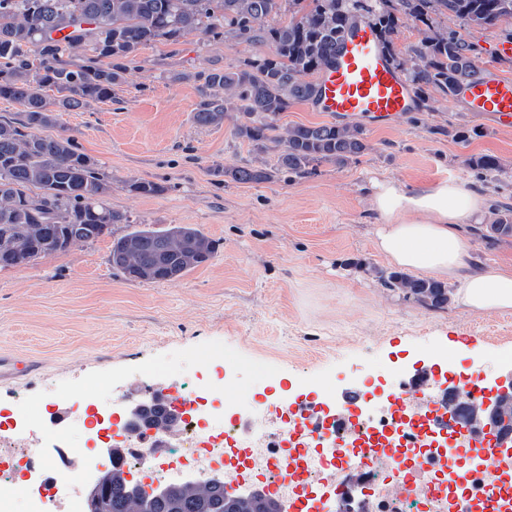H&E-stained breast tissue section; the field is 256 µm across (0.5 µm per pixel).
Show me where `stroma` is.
Masks as SVG:
<instances>
[{
    "instance_id": "1",
    "label": "stroma",
    "mask_w": 512,
    "mask_h": 512,
    "mask_svg": "<svg viewBox=\"0 0 512 512\" xmlns=\"http://www.w3.org/2000/svg\"><path fill=\"white\" fill-rule=\"evenodd\" d=\"M459 31L483 64L512 78V19L468 26L435 15L437 34ZM253 53L232 36L188 35L139 50L112 99L59 122L80 149L112 177L108 202L129 221L112 237L0 270V360L29 364L0 375V406L18 397L54 398L103 384L101 402L140 399L159 382L203 375L223 355L235 395L247 397L261 375L279 400L321 391L335 407L339 391L361 372L411 373L440 364L482 376L489 390L512 374V309L471 311L448 304L424 309L383 288L385 259L372 246L374 216L366 187L397 178L431 187L445 180L476 185L493 205L512 206V126L470 112L460 97L431 92V106L391 124L365 123L369 151L347 165L319 164L293 179L240 183L215 167L274 165L230 126L193 123L201 70H228ZM498 157L497 181L477 179L471 156ZM161 183L156 196L132 192L129 180ZM190 224L216 243L205 266L173 282H130L110 261L113 237L131 227Z\"/></svg>"
}]
</instances>
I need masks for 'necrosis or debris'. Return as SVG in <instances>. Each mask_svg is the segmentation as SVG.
Here are the masks:
<instances>
[{"mask_svg":"<svg viewBox=\"0 0 512 512\" xmlns=\"http://www.w3.org/2000/svg\"><path fill=\"white\" fill-rule=\"evenodd\" d=\"M223 369H216L208 395L190 390L183 408L174 458L187 461L207 456V466L195 475L237 478L241 470L257 469L266 476L275 494L324 512L313 490L332 479L339 492L350 489L353 476H361L355 488V512H512V485L490 484L488 469L472 463L457 449L453 437H439L424 430L430 407L420 402L398 406V391L366 397L353 410L354 425L334 426L321 436L292 441L290 429L303 428L293 413L283 426L260 424L271 402L259 397L247 404L224 398ZM72 416L81 432L76 445L83 463L97 467L102 449L119 447L122 469L139 467L154 472L165 482L177 480L175 469H164L162 456L143 429L122 416L118 405L101 407L77 400ZM255 420L250 433L237 427L242 417ZM44 411L25 400L0 419V512H14L13 492L25 487L23 512H51L55 496L64 497L67 512H83L84 486L75 478L47 492L37 432Z\"/></svg>","mask_w":512,"mask_h":512,"instance_id":"necrosis-or-debris-1","label":"necrosis or debris"}]
</instances>
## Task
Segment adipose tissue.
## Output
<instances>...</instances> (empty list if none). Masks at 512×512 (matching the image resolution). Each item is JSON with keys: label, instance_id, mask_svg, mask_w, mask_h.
Instances as JSON below:
<instances>
[{"label": "adipose tissue", "instance_id": "ef3b65f1", "mask_svg": "<svg viewBox=\"0 0 512 512\" xmlns=\"http://www.w3.org/2000/svg\"><path fill=\"white\" fill-rule=\"evenodd\" d=\"M369 200L373 246L392 267L452 283L455 302L468 309L512 308V272L474 260L460 230L484 220L485 194L455 180L421 188L386 179L371 183Z\"/></svg>", "mask_w": 512, "mask_h": 512}]
</instances>
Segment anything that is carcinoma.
<instances>
[{
    "label": "carcinoma",
    "mask_w": 512,
    "mask_h": 512,
    "mask_svg": "<svg viewBox=\"0 0 512 512\" xmlns=\"http://www.w3.org/2000/svg\"><path fill=\"white\" fill-rule=\"evenodd\" d=\"M296 17L276 22L283 4ZM449 12L466 25L494 27L512 18V0H0V99L19 106V116L0 119V269L13 253L25 264L112 235L128 217L105 202L110 177L78 147L76 137L45 133L59 113L112 100L137 52L156 42L176 44L193 33L235 39L254 53L235 70L194 74L199 100L193 122L232 126L233 135L257 151L277 150L276 165L216 167L240 183L302 177L322 162L346 165L370 149L357 124H279L295 102L315 99L318 85L303 76L333 63L336 46L356 19L366 15L394 57L399 15L429 28L432 16ZM408 78L417 94L433 89L455 96L484 75L476 49L457 31L423 37L411 47ZM57 91L55 99L46 90ZM466 165L486 181L501 172L499 159L483 154ZM132 190L158 195L166 187L135 180ZM481 239L512 236V207L492 209L475 228ZM216 245L187 225H148L112 240V266L131 282L175 281L208 263ZM381 285L429 310L448 305V286L401 271H377ZM121 469L102 473L89 493L87 512H277L272 503L224 493L213 480L189 487L169 484L161 495L140 490Z\"/></svg>",
    "instance_id": "cac0c4a2"
}]
</instances>
